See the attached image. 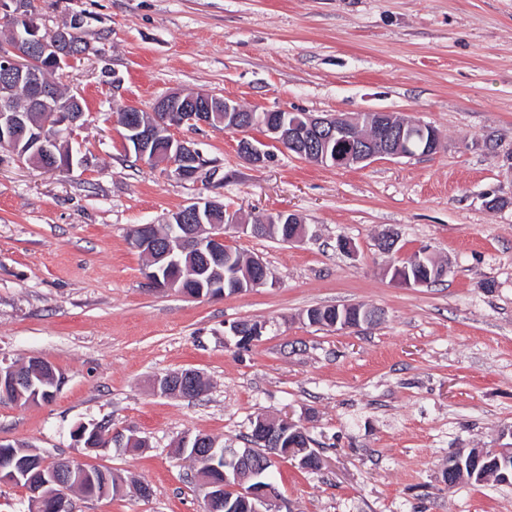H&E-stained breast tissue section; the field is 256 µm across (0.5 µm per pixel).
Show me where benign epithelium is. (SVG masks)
<instances>
[{"label":"benign epithelium","mask_w":512,"mask_h":512,"mask_svg":"<svg viewBox=\"0 0 512 512\" xmlns=\"http://www.w3.org/2000/svg\"><path fill=\"white\" fill-rule=\"evenodd\" d=\"M25 23L26 33L15 34V44L0 50V59L6 62L7 82L0 84V134L10 136L15 132L27 131L30 139L28 147L33 154L47 163L57 164L54 147L61 141L71 137L72 131L83 118V113L72 109L64 114L50 111L51 94L43 83L40 75L31 68L29 58L25 54L28 46H35L42 55L54 61L57 68L71 67L76 63L79 54L69 50L68 33L71 28L59 27L53 32L41 35V28L36 19L25 14L21 17ZM25 85L30 91L31 105L43 107L47 119L39 124H30L28 116L23 112L10 109L8 99L14 88ZM203 103L192 105L183 100L178 92L168 93L157 99L153 105V117L156 123L143 126L137 121L140 108L127 106L118 115L117 122L125 135L121 136L123 148L135 150L140 161H150L163 165L180 179L190 180L198 177L200 170L188 168V159L197 156L200 150L196 143L173 135L180 126L217 127L222 126L230 132L243 133L248 125L258 124L264 129L266 146H275L284 151L297 152L300 157H309L318 163L332 161L336 167L358 166L378 157H413L417 154L432 155L440 149L441 136L429 124L406 121L397 124L394 115L386 111L367 112L361 116L351 115H315L312 113H295L283 110L266 111L260 114L249 113L243 117L244 108L234 99L202 94ZM247 122H242V119ZM165 128L170 137L167 148L160 151L155 148V140L159 128ZM346 142L352 145L347 153L329 151L331 141ZM238 153L253 164H262L269 157V151L261 149L245 137L240 138ZM216 211L224 213V223L213 224L205 229L207 236L197 239L194 235L185 238L178 233L166 249L160 250L156 261L161 267L177 263V252L183 250L184 242L191 240L196 248L205 250L215 262H205V269L214 274L223 275V263L218 260L228 234L255 233L257 229L252 224H244L238 214L227 210L224 206L208 200H198L173 212L171 224H205L210 215ZM419 264L421 259L415 253L407 258V263L394 269V277L407 285H423L425 281L410 277L407 264ZM266 329V324L260 323L248 333H241L242 326L233 323L229 327V335L238 340L240 345H250L258 341ZM23 378L13 365L0 364V400L8 402L12 390L19 389ZM259 442L272 449L277 459L294 458L299 460V466L307 469L322 466L323 461L309 463L307 449L284 443L286 434L293 436L301 433L299 423L287 417H266L260 420ZM193 443L190 455L194 461L217 459L223 457L224 484L206 481L202 484L204 490L205 512H272V503L278 498V491L271 480L257 481L265 468V462L258 457L252 448L239 451L235 448H223L221 453H215L216 445L209 444L200 438L185 443ZM480 462L483 451L480 448H463L454 460L448 463L443 472L444 483L451 484L457 465L462 459ZM497 475L508 481L512 479V444L497 449V458L489 462ZM89 475L88 468L73 463L69 459L59 460V464L48 467L45 461L27 464L19 468L11 463L0 467V483H14L23 477L28 479L30 507L33 512H74L73 501L70 497L73 479H82ZM231 491L236 497L224 496V491Z\"/></svg>","instance_id":"1"}]
</instances>
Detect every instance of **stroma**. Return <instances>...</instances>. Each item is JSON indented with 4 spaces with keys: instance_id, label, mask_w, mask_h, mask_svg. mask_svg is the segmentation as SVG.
Wrapping results in <instances>:
<instances>
[{
    "instance_id": "obj_1",
    "label": "stroma",
    "mask_w": 512,
    "mask_h": 512,
    "mask_svg": "<svg viewBox=\"0 0 512 512\" xmlns=\"http://www.w3.org/2000/svg\"><path fill=\"white\" fill-rule=\"evenodd\" d=\"M33 12L47 33L83 19L86 57L56 80L86 111L67 169L0 151V363L39 358L61 381L50 402L0 403V439L122 481L111 497L74 493L75 512H202L181 440L240 448L257 417L287 415L324 464L279 463L276 512H512V487L442 482L457 449L512 442V0H34ZM173 91L256 112L387 111L433 125L442 145L350 168L274 148L254 166L237 134L184 126L176 136L214 173L183 181L126 153L116 122ZM200 199L249 223L289 211L307 234L230 237L265 264L261 288L192 299L150 286L130 231ZM422 250L442 281L395 279ZM349 304L382 318L336 330L306 317ZM242 321L267 325L245 349L224 334ZM184 369L207 394L155 389ZM101 420L145 447L87 453L75 430Z\"/></svg>"
}]
</instances>
